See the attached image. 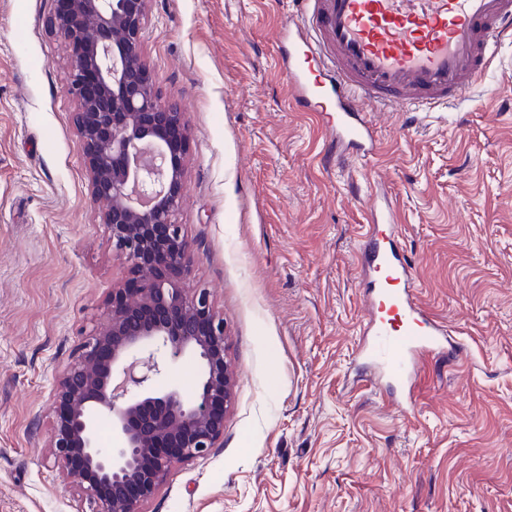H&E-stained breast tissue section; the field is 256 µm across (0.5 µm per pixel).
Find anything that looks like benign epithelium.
<instances>
[{"mask_svg":"<svg viewBox=\"0 0 512 512\" xmlns=\"http://www.w3.org/2000/svg\"><path fill=\"white\" fill-rule=\"evenodd\" d=\"M48 19L69 52L78 150L112 250L127 263L107 327L57 374L50 448L63 480L90 512H144L172 460L208 455L224 437L234 378L224 319L203 289L187 288L194 253L174 216L184 196L189 134L163 104L139 54L149 0H65ZM187 354L201 363L193 399L156 380ZM118 439L100 448L93 410Z\"/></svg>","mask_w":512,"mask_h":512,"instance_id":"1","label":"benign epithelium"}]
</instances>
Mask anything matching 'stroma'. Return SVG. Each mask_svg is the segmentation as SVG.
<instances>
[{"mask_svg":"<svg viewBox=\"0 0 512 512\" xmlns=\"http://www.w3.org/2000/svg\"><path fill=\"white\" fill-rule=\"evenodd\" d=\"M53 0H0V512H83L48 448L58 370L126 262L91 195ZM297 0H150L139 51L190 132L176 220L223 317L224 437L145 512H512V40L455 104L371 113L339 161L288 88ZM418 297L464 355L393 400L370 379L359 251L371 195ZM191 355L156 383L193 398Z\"/></svg>","mask_w":512,"mask_h":512,"instance_id":"35a3bbf8","label":"stroma"}]
</instances>
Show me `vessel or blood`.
<instances>
[{
  "instance_id": "obj_1",
  "label": "vessel or blood",
  "mask_w": 512,
  "mask_h": 512,
  "mask_svg": "<svg viewBox=\"0 0 512 512\" xmlns=\"http://www.w3.org/2000/svg\"><path fill=\"white\" fill-rule=\"evenodd\" d=\"M288 29V85L303 111L323 112L336 154L378 151L369 112L404 102L448 103L492 67V43L512 32V0H301ZM383 213L361 247L380 314L377 352L396 386L417 355L450 348L447 328L421 305L411 264L388 239Z\"/></svg>"
}]
</instances>
